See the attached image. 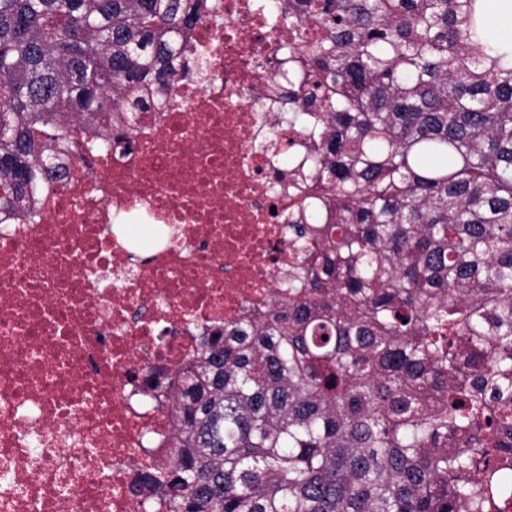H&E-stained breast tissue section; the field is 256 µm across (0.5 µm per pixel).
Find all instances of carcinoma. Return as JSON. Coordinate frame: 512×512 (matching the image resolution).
Segmentation results:
<instances>
[{
  "instance_id": "cac0c4a2",
  "label": "carcinoma",
  "mask_w": 512,
  "mask_h": 512,
  "mask_svg": "<svg viewBox=\"0 0 512 512\" xmlns=\"http://www.w3.org/2000/svg\"><path fill=\"white\" fill-rule=\"evenodd\" d=\"M508 0H292L282 96L316 116L336 221L288 220L273 307L181 372L167 512L512 508ZM203 0H0V216L60 179L69 119L137 112L188 78ZM319 29L320 34L309 36Z\"/></svg>"
}]
</instances>
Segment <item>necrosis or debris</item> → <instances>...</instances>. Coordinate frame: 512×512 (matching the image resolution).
<instances>
[{
  "label": "necrosis or debris",
  "instance_id": "obj_1",
  "mask_svg": "<svg viewBox=\"0 0 512 512\" xmlns=\"http://www.w3.org/2000/svg\"><path fill=\"white\" fill-rule=\"evenodd\" d=\"M193 81L132 134L75 121L64 180L0 224V512H139L164 466L151 404L202 337L264 312L297 254L315 119L289 128L288 0H208Z\"/></svg>",
  "mask_w": 512,
  "mask_h": 512
}]
</instances>
